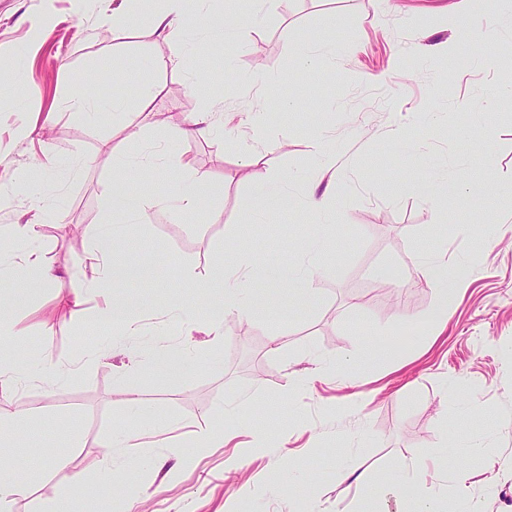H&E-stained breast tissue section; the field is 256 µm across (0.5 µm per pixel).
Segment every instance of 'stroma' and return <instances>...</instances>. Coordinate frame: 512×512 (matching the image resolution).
<instances>
[{
    "label": "stroma",
    "instance_id": "obj_1",
    "mask_svg": "<svg viewBox=\"0 0 512 512\" xmlns=\"http://www.w3.org/2000/svg\"><path fill=\"white\" fill-rule=\"evenodd\" d=\"M101 0H0V227L36 224L45 261L75 269L95 242L83 234L112 216L102 182L120 175L153 200L131 243L112 248L116 267L139 275L111 283L116 299L144 313L145 332L112 337L97 320L102 300L90 293L81 313L58 306V290L32 284L11 316L18 334L0 343V360L18 356L27 377L0 394V413L27 411L32 422L14 440L13 458L27 475L13 512H47L64 495L81 504L103 500L107 512H397L393 499L368 495L366 480L427 456L420 476L398 471L405 489L444 485L443 459L465 462L482 512H512V70L448 52L456 26L478 29L485 0H282L254 13L251 0H213L211 23L229 11L246 20L243 35L216 49L189 50L179 70H154L169 45L145 20L156 7L113 28ZM311 39L337 51L313 71L298 67V47ZM159 94L152 110L169 124L142 121L136 136L111 116L77 112L71 97L136 100L142 82ZM300 97L284 111L278 102ZM496 98L493 110L472 106ZM208 105L264 110L270 138L259 169L277 175L313 172L310 145L336 150L335 185L327 189L330 226L309 290L270 289L265 302L290 310L285 322L224 321L212 341L206 323L224 295L215 271L231 262V245L264 258L258 277L286 271L308 257V235L320 217L305 206L255 216L242 167V139H175L173 127ZM111 151H103L104 141ZM169 141L170 160L143 182L116 160ZM469 150H461V143ZM29 193L16 187L22 172ZM205 173L201 208L192 215L168 200ZM429 195L419 189L428 182ZM42 201L41 212L29 196ZM469 262L471 277L447 283L444 317L431 315L438 293L419 282L416 266L436 245ZM203 282L193 333L164 310L183 303L187 280ZM279 335L283 346L268 349ZM188 344L193 362L182 377L167 374L155 351ZM77 359L81 369L50 379L46 360ZM350 361L351 379L336 376ZM141 391L127 408L118 383ZM252 393L229 417L225 397ZM370 396L361 412L346 403ZM139 432L116 455L104 481L105 442ZM232 430L234 444L200 447V431ZM260 435L265 454L229 470L236 444ZM493 459L471 456L473 446ZM66 456L68 466L44 475Z\"/></svg>",
    "mask_w": 512,
    "mask_h": 512
}]
</instances>
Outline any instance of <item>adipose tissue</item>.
Masks as SVG:
<instances>
[{
  "label": "adipose tissue",
  "mask_w": 512,
  "mask_h": 512,
  "mask_svg": "<svg viewBox=\"0 0 512 512\" xmlns=\"http://www.w3.org/2000/svg\"><path fill=\"white\" fill-rule=\"evenodd\" d=\"M165 7L156 11L151 24L154 31L173 45H181L188 16H204L209 0H164ZM225 124L237 123L250 130L249 145L243 164L249 167V179L253 189V199L257 210L271 208L285 209L293 202L288 192L290 183L299 182L306 186V206L314 211L326 209V199L318 195L317 189L321 175L335 171L336 155L330 152L323 142L317 141L312 149L318 158L319 172L315 175L288 173L278 176L256 170L253 157L263 145L262 135L264 118L262 110H253L237 114L224 115ZM103 195L112 203L111 223L87 228L86 233L99 242L97 249L89 251L83 257L78 269L59 271L47 264L41 253L29 247V240L35 236L36 227L32 224H12L7 229L9 239V261L0 265V279L8 281L14 299H21L28 288V278H35L44 285L59 286L58 294L61 306L76 309L83 302V296L89 292L102 294L103 303L98 311V319L105 325L116 329L124 336H135L140 332V319L130 307L111 294L105 293L103 282L117 277L118 272L112 265L109 252L111 242L129 240L131 226L136 223L140 213L148 206L150 199L145 192L129 190L120 179L113 178L103 184ZM234 263L220 269L217 273L222 279L224 299L209 318L207 333L215 340L224 338V317L232 314L238 318L255 321L270 315L274 310L261 303L260 297L268 289L278 287L280 283H309L321 272L317 264L299 266L268 281L256 280L253 276L255 266L261 265L262 256L249 247L234 249ZM418 271L428 285L439 292V300L434 310L435 316H442L448 303L446 281L448 275L467 276L472 272L468 263L448 256L447 248L440 247L423 254Z\"/></svg>",
  "instance_id": "1"
}]
</instances>
